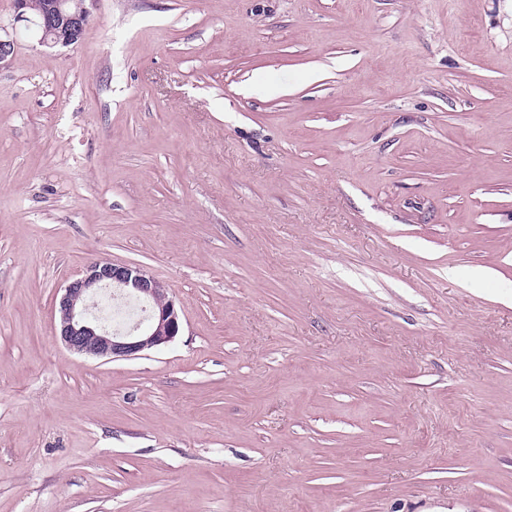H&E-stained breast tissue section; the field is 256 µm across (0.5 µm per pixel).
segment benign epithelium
I'll list each match as a JSON object with an SVG mask.
<instances>
[{"label": "benign epithelium", "instance_id": "1", "mask_svg": "<svg viewBox=\"0 0 512 512\" xmlns=\"http://www.w3.org/2000/svg\"><path fill=\"white\" fill-rule=\"evenodd\" d=\"M68 0H45L38 16L28 14L29 0H14V22L34 30L47 47H68L78 42L88 24L89 11L73 13ZM110 291L144 304L145 316L128 328L114 329L93 314L85 300ZM56 335L71 351L108 359H131L142 352L172 342L181 322L175 300L163 282L142 266L93 262L69 282L61 294Z\"/></svg>", "mask_w": 512, "mask_h": 512}]
</instances>
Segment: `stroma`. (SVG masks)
<instances>
[{"label":"stroma","mask_w":512,"mask_h":512,"mask_svg":"<svg viewBox=\"0 0 512 512\" xmlns=\"http://www.w3.org/2000/svg\"><path fill=\"white\" fill-rule=\"evenodd\" d=\"M0 0V512H512V0ZM179 335L55 336L94 261ZM37 17L28 14L29 0H15L14 22L34 30L38 42L47 47H68L78 42L88 24L89 11L85 5L73 13L67 10L69 0H44ZM105 291L142 302L145 316L128 328L112 329L85 304L87 298ZM57 312L56 336L70 351L113 361L136 358L145 350L166 345L181 327L176 302L164 283L142 266L126 263L89 264L63 288Z\"/></svg>","instance_id":"1"}]
</instances>
